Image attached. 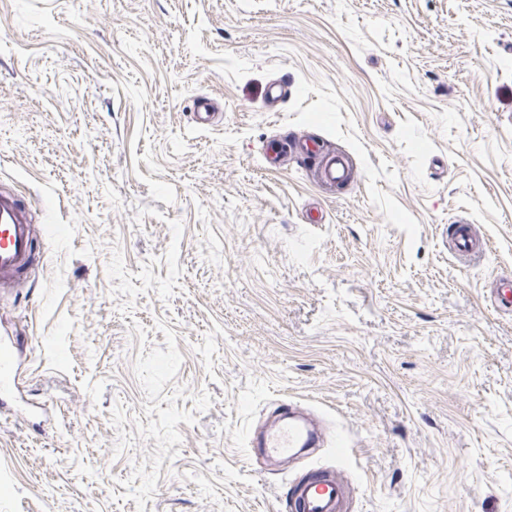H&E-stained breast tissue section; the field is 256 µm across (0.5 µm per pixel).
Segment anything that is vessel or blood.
Wrapping results in <instances>:
<instances>
[{
  "instance_id": "obj_1",
  "label": "vessel or blood",
  "mask_w": 512,
  "mask_h": 512,
  "mask_svg": "<svg viewBox=\"0 0 512 512\" xmlns=\"http://www.w3.org/2000/svg\"><path fill=\"white\" fill-rule=\"evenodd\" d=\"M313 159L312 177L325 189L351 183L355 167L348 153L318 143L299 134L292 141L268 142L264 156L277 158L287 151ZM452 241L456 251L486 252L488 243L475 232L470 220H457ZM37 262V233L29 215V207L13 192L0 191V287L16 286L27 278ZM16 358L14 346L0 343V399L8 396L13 385L12 368ZM320 431L306 426L294 417H282L275 427L264 432L258 442L267 457L285 460L297 449L315 445ZM349 483L341 467L314 471L291 488V512H347Z\"/></svg>"
}]
</instances>
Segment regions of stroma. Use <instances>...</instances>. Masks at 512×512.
<instances>
[{
    "label": "stroma",
    "instance_id": "35a3bbf8",
    "mask_svg": "<svg viewBox=\"0 0 512 512\" xmlns=\"http://www.w3.org/2000/svg\"><path fill=\"white\" fill-rule=\"evenodd\" d=\"M292 129L357 181L266 164ZM0 190L41 229L0 512H289L336 464L349 512H512V0H0ZM287 405L331 436L274 466ZM451 237L457 252L483 253L488 247L485 237L475 232L474 224L468 219L456 221Z\"/></svg>",
    "mask_w": 512,
    "mask_h": 512
}]
</instances>
